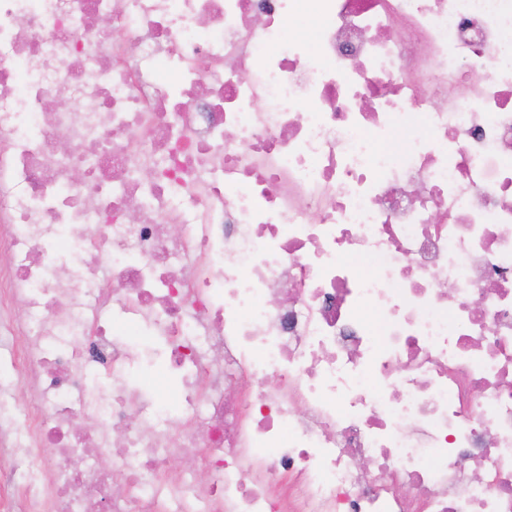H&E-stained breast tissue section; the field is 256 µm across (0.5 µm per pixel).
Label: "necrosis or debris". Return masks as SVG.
<instances>
[{
	"instance_id": "obj_1",
	"label": "necrosis or debris",
	"mask_w": 512,
	"mask_h": 512,
	"mask_svg": "<svg viewBox=\"0 0 512 512\" xmlns=\"http://www.w3.org/2000/svg\"><path fill=\"white\" fill-rule=\"evenodd\" d=\"M0 292L32 512H512V0H0ZM161 348V343L155 336H140L139 351L144 356L135 369L134 377L141 385L148 386L157 398L166 400L170 404L176 397V384L171 375L165 371L158 356ZM156 372L160 373L158 379L154 378ZM11 394L12 398H3V396L1 398L0 396V417H2L4 426L7 425L8 420L24 416L22 403L30 404V401L34 398L31 388L24 381L20 380L13 386Z\"/></svg>"
}]
</instances>
